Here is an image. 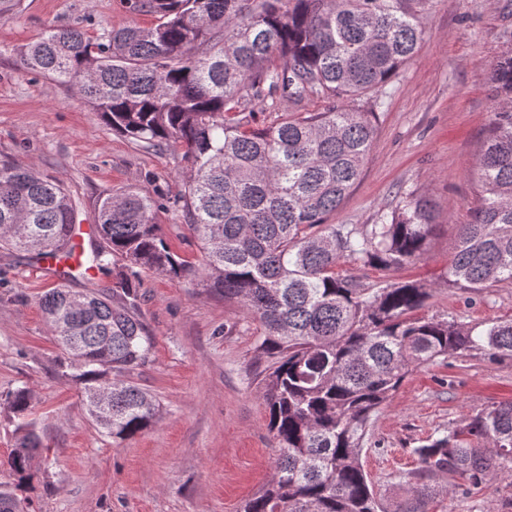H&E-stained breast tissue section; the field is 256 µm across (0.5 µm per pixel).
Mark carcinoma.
Instances as JSON below:
<instances>
[{
	"instance_id": "obj_1",
	"label": "carcinoma",
	"mask_w": 512,
	"mask_h": 512,
	"mask_svg": "<svg viewBox=\"0 0 512 512\" xmlns=\"http://www.w3.org/2000/svg\"><path fill=\"white\" fill-rule=\"evenodd\" d=\"M418 0H126L157 17L91 38L51 27L19 51L22 69L68 86L112 131L144 148L182 150L190 166L170 201L200 242L192 264L174 252L155 222L163 207L128 188L94 208L100 241L88 269L112 275V295L63 285L39 300L73 370L91 418L127 440L158 422L159 404L127 377L151 342L138 311L141 270L172 280L197 278L238 302L263 327L257 352L271 359L263 399L277 443L269 482L240 512H377L359 451L366 428L413 368L450 354H512V321L481 331L417 314L429 288L416 281L366 288L336 272L351 259L390 271L420 259L436 224L425 197L374 224H329L359 180L375 132L373 112L351 102L379 96L416 53L423 23ZM205 51L198 52V49ZM499 99L477 158L481 195L460 225L448 283L473 290L512 282V52L490 76ZM321 99L260 126L251 105ZM77 206L32 166L0 162V246L40 259H69ZM112 409L97 413L99 392ZM32 397L19 388L7 409L19 419L7 465L31 478L42 442L26 421ZM421 474L446 471L471 485L512 461V402L469 416L414 449ZM425 485L399 512H428ZM0 486V512H25Z\"/></svg>"
}]
</instances>
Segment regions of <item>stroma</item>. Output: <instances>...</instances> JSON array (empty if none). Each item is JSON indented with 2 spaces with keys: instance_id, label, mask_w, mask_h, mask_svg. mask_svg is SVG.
Segmentation results:
<instances>
[{
  "instance_id": "1",
  "label": "stroma",
  "mask_w": 512,
  "mask_h": 512,
  "mask_svg": "<svg viewBox=\"0 0 512 512\" xmlns=\"http://www.w3.org/2000/svg\"><path fill=\"white\" fill-rule=\"evenodd\" d=\"M424 34L390 80L376 111L375 134L360 180L331 218L373 224L407 194L429 198L437 224L424 257L388 272H356L365 286L418 280L430 298L423 316L477 328L512 319V283L474 291L448 283L460 225L478 204L477 154L496 101L490 74L512 51V0H424ZM151 15L124 0H22L0 20V160L31 165L62 184L79 204L77 224L94 222L99 198L135 186L156 199L180 192L189 174L171 149H145L112 132L99 112L51 77L24 71L21 48L50 26H77L90 37ZM156 221L172 248L198 263V240L169 209ZM61 265L0 249V483L13 485L5 461L16 425L3 407L17 388L32 392L30 418L47 456L37 458L23 495L28 512H239L273 473L275 443L261 397L265 364L255 351L262 328L234 301L200 281L140 274L138 316L152 340L133 381L155 394L158 423L117 442L92 422L79 384L63 376L58 347L39 308L45 292H75L112 280L74 276ZM512 401V356L474 352L414 368L373 418L361 463L380 512H396L420 466L415 448L465 417ZM429 512H512V462L493 479L449 490L447 472L430 474Z\"/></svg>"
}]
</instances>
